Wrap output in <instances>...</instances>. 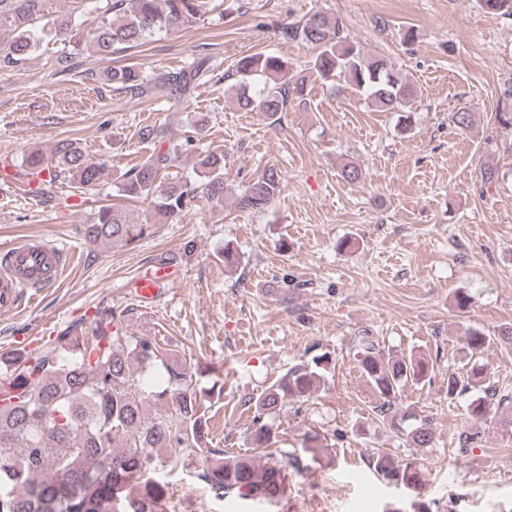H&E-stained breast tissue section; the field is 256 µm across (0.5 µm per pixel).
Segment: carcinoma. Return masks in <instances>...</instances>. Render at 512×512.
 <instances>
[{
    "label": "carcinoma",
    "mask_w": 512,
    "mask_h": 512,
    "mask_svg": "<svg viewBox=\"0 0 512 512\" xmlns=\"http://www.w3.org/2000/svg\"><path fill=\"white\" fill-rule=\"evenodd\" d=\"M0 0V69L23 67L42 46L68 36L93 16L94 28L84 43L93 54L109 56L120 45L137 46L202 20L207 0ZM490 14L512 17V0H480ZM291 41L316 50L304 71L280 57L256 53L235 63V104L244 112H260L270 124L281 123L294 100L304 102L314 83H336L362 96L381 112L409 106L417 93L412 80L383 55L369 54L351 41L338 16L316 12L282 27ZM212 68L200 63L167 76L174 89L185 91L209 80ZM102 80L134 94L145 92L142 71L114 67ZM497 127L512 131V89L504 92L494 116ZM451 122L459 132L474 125L473 112L461 108ZM140 138L153 152L130 168L118 187L127 198L150 200L158 223L179 216L204 199L224 203V153L197 154L196 179L183 180L169 169L193 145L192 137L173 144L164 126L147 125ZM51 165L36 152L30 170L45 171L37 193L50 197L57 183L72 178L92 187L104 164L89 158L77 142L63 139L52 149ZM280 173L270 166L252 180L238 198V208L263 211L279 193ZM155 233L122 208L103 206L87 226L94 245L114 247ZM483 330L465 332L471 355H481L493 342ZM358 366L375 397L382 421L399 425L404 388L430 379V362L380 354L372 345L357 352ZM330 359L322 353L295 365L257 397L254 444H275L265 417L290 398H303L325 384ZM486 385L484 369L475 363L463 377L448 375V400ZM487 397L468 404L469 415L494 424ZM209 434L208 410L196 388L191 363L179 350L162 346L152 336H133L120 315L96 313L89 325L74 322L45 345L13 356H0V512H167L166 469L185 464L192 455L202 465L192 472L218 501L230 498L252 505L253 512H273L285 496L288 462L267 453L257 462L203 446ZM414 448H429L431 425L421 420L403 430ZM374 471L387 486L415 491L422 486L414 461L394 460L383 450L371 454ZM386 512H431L424 501H398Z\"/></svg>",
    "instance_id": "carcinoma-1"
}]
</instances>
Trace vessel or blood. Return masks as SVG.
<instances>
[{
    "label": "vessel or blood",
    "instance_id": "1",
    "mask_svg": "<svg viewBox=\"0 0 512 512\" xmlns=\"http://www.w3.org/2000/svg\"><path fill=\"white\" fill-rule=\"evenodd\" d=\"M68 256L41 238H28L0 249V314L18 309L24 289L51 286L65 267ZM176 280L171 262L152 263L128 283L131 294L141 303H153Z\"/></svg>",
    "mask_w": 512,
    "mask_h": 512
}]
</instances>
